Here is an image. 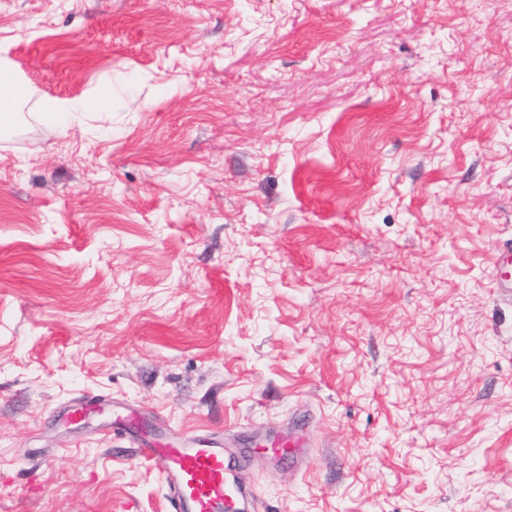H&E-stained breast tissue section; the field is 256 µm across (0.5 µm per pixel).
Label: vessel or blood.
I'll list each match as a JSON object with an SVG mask.
<instances>
[{
  "label": "vessel or blood",
  "mask_w": 512,
  "mask_h": 512,
  "mask_svg": "<svg viewBox=\"0 0 512 512\" xmlns=\"http://www.w3.org/2000/svg\"><path fill=\"white\" fill-rule=\"evenodd\" d=\"M113 428L130 437L140 461L162 474L169 491L168 512H244L252 495L244 459L226 458L223 449L205 438L171 443L152 419L137 424L119 419ZM307 447L306 435L293 431L287 440H275L270 451L295 462Z\"/></svg>",
  "instance_id": "obj_1"
}]
</instances>
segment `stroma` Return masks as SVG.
<instances>
[{
	"label": "stroma",
	"mask_w": 512,
	"mask_h": 512,
	"mask_svg": "<svg viewBox=\"0 0 512 512\" xmlns=\"http://www.w3.org/2000/svg\"><path fill=\"white\" fill-rule=\"evenodd\" d=\"M0 56V512H166L132 413L256 512H512V0H0ZM21 84L19 76L15 72L12 63L6 58L0 57V98L2 95H9L11 99L22 100L15 94L16 89ZM97 105L87 99L51 100L45 103L42 118L49 126L64 134L70 127L71 120L81 112H90ZM308 448L307 437L303 432L293 431L288 432V440L283 441L276 439L267 451L276 455L281 462L291 461L298 462L301 455L306 452Z\"/></svg>",
	"instance_id": "35a3bbf8"
}]
</instances>
